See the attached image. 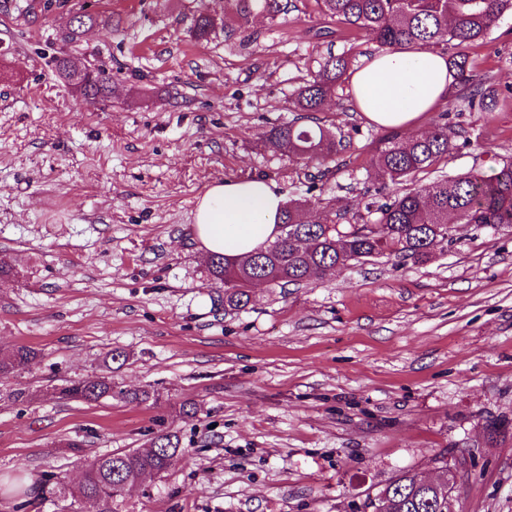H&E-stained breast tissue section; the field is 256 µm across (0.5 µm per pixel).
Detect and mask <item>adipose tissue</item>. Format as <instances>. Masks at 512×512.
<instances>
[{"label":"adipose tissue","instance_id":"adipose-tissue-1","mask_svg":"<svg viewBox=\"0 0 512 512\" xmlns=\"http://www.w3.org/2000/svg\"><path fill=\"white\" fill-rule=\"evenodd\" d=\"M453 81L445 54L404 48L368 59L352 73L350 87L370 122L409 128L447 99ZM283 204L265 180H217L197 201L192 232L204 254L245 255L274 237Z\"/></svg>","mask_w":512,"mask_h":512}]
</instances>
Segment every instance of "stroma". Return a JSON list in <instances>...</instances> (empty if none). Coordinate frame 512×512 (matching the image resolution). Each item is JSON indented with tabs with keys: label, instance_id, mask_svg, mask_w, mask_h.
I'll list each match as a JSON object with an SVG mask.
<instances>
[{
	"label": "stroma",
	"instance_id": "1",
	"mask_svg": "<svg viewBox=\"0 0 512 512\" xmlns=\"http://www.w3.org/2000/svg\"><path fill=\"white\" fill-rule=\"evenodd\" d=\"M200 5L217 22L202 43L190 33ZM297 5L280 23L233 20L228 40L224 0H0V252L27 270L0 279V350L38 352L0 379V512H98L77 494L84 463L165 431L180 462L109 512H365L400 472L433 477L440 454L467 461L457 512H512V434L490 432L512 424V228L461 224L424 263L383 257L255 286L237 313L214 305L191 232L213 181L262 177L284 199L372 219L386 130L349 83L313 115L344 140L338 161L266 144L328 53L358 65L378 52L314 0ZM80 11L98 23L65 42ZM63 52L111 73L109 102L59 81L50 61ZM467 53L495 105L441 104L455 147L409 187L512 159V14ZM115 349L124 363L110 362ZM105 370L158 401L55 392ZM184 402L198 413L180 414ZM50 473L65 499L38 498Z\"/></svg>",
	"mask_w": 512,
	"mask_h": 512
}]
</instances>
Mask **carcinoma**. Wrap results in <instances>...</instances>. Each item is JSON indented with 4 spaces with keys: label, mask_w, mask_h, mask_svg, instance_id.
I'll list each match as a JSON object with an SVG mask.
<instances>
[{
    "label": "carcinoma",
    "mask_w": 512,
    "mask_h": 512,
    "mask_svg": "<svg viewBox=\"0 0 512 512\" xmlns=\"http://www.w3.org/2000/svg\"><path fill=\"white\" fill-rule=\"evenodd\" d=\"M319 11L344 27L363 34L384 52L404 46L433 48L442 43L455 48L485 39L503 14L512 11V0H315ZM296 8L293 0H226L224 33L232 32L229 20L262 14L274 21ZM98 19L84 16L69 30L66 41H80ZM214 19L206 12L194 15L192 35L207 41L214 32ZM455 70L454 88L462 91L474 83L468 55L462 51L448 56ZM352 60L345 54L328 53L317 74L297 91L293 111L320 112L341 85ZM82 95L105 101L112 93V77L86 69L81 77ZM267 140L283 156L335 160L343 150L342 140L322 126L294 120L273 127ZM453 149L448 123H437L433 130L415 138L403 139L390 132L381 140L375 162L380 189L400 184L432 166ZM376 214L370 224L342 223L346 213L332 210L310 211L300 200L288 201L281 213V224L274 240L256 252L237 258L212 254L208 259L210 280L224 288V311L239 312L250 302V288L262 280L284 288L300 285L335 269L348 268L388 255L399 260L423 262L453 241L457 224H474L496 230L512 227V160L484 175L473 172L456 178H442L431 187L406 190L392 197L368 203ZM20 277L17 258L0 253V278ZM37 356L30 346H19L0 353V378L24 370ZM66 400L97 403L118 397L145 404L157 401L149 389L125 391L112 384V378L88 375L59 389ZM183 456L178 435H157L151 447L125 449L90 460L84 469L79 495L88 501L108 503L118 498L115 490L126 488L148 477L168 472ZM448 465L437 470L436 492L422 490V479L403 472L381 493L388 512H441L439 498L446 497ZM45 495L61 497L67 487L48 475L40 480Z\"/></svg>",
    "instance_id": "obj_1"
}]
</instances>
